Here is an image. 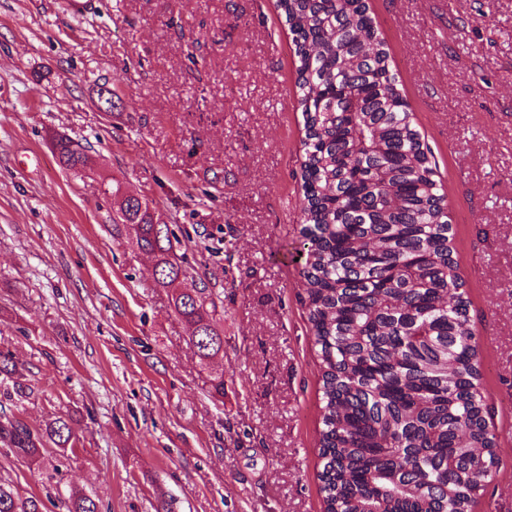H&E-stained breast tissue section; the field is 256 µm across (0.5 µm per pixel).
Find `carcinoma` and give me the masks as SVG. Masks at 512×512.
<instances>
[{
    "instance_id": "1",
    "label": "carcinoma",
    "mask_w": 512,
    "mask_h": 512,
    "mask_svg": "<svg viewBox=\"0 0 512 512\" xmlns=\"http://www.w3.org/2000/svg\"><path fill=\"white\" fill-rule=\"evenodd\" d=\"M297 57L304 160L300 245L321 375L323 512H473L497 466L485 417L479 346L450 247L441 185L367 0H273ZM61 166L87 165L56 138ZM112 223L154 258V281L189 278L173 232L146 201L125 197ZM207 365L224 354L218 305L202 281L171 295ZM18 373L0 351V382ZM73 419L32 427L0 415V446L29 466L74 447ZM64 512H100L84 493ZM0 480V512H43Z\"/></svg>"
}]
</instances>
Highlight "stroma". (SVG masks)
Wrapping results in <instances>:
<instances>
[{"mask_svg":"<svg viewBox=\"0 0 512 512\" xmlns=\"http://www.w3.org/2000/svg\"><path fill=\"white\" fill-rule=\"evenodd\" d=\"M273 0H0V349L36 428L78 418L41 471L0 479L44 512H322L319 370L298 258L303 120ZM444 186L498 466L474 512H512V0H370ZM108 83L111 112L97 86ZM88 157L64 169L52 144ZM157 207L218 303L200 365L109 191ZM224 394L212 396V369ZM64 512H100V502L84 493H72L61 499Z\"/></svg>","mask_w":512,"mask_h":512,"instance_id":"obj_1","label":"stroma"}]
</instances>
